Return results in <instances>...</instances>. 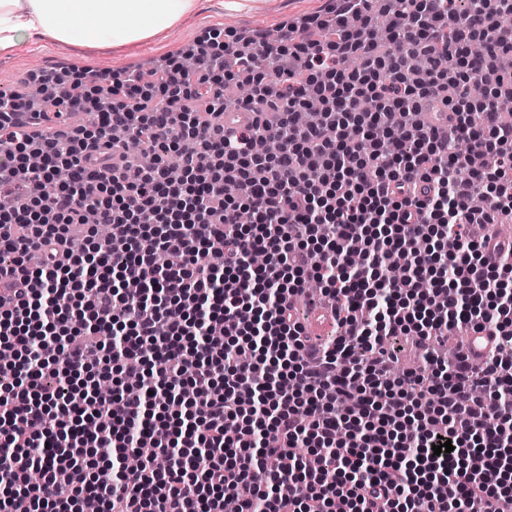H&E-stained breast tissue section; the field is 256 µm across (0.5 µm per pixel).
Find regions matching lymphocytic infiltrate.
I'll return each instance as SVG.
<instances>
[{
	"label": "lymphocytic infiltrate",
	"instance_id": "1",
	"mask_svg": "<svg viewBox=\"0 0 512 512\" xmlns=\"http://www.w3.org/2000/svg\"><path fill=\"white\" fill-rule=\"evenodd\" d=\"M373 2L209 32L158 78L77 73L63 95L40 75L49 113L0 96V512H224L228 485L238 512L512 504V249L471 235L512 216V0H389L385 47ZM92 104L93 130L66 123ZM313 104L333 136L295 124ZM313 279L340 329L323 346L292 310ZM455 328L494 338L483 367L429 352L388 378L387 337Z\"/></svg>",
	"mask_w": 512,
	"mask_h": 512
}]
</instances>
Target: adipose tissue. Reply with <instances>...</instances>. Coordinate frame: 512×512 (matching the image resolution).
Returning <instances> with one entry per match:
<instances>
[{
	"instance_id": "obj_1",
	"label": "adipose tissue",
	"mask_w": 512,
	"mask_h": 512,
	"mask_svg": "<svg viewBox=\"0 0 512 512\" xmlns=\"http://www.w3.org/2000/svg\"><path fill=\"white\" fill-rule=\"evenodd\" d=\"M198 7L199 0H0V52L43 39L138 45L174 28Z\"/></svg>"
}]
</instances>
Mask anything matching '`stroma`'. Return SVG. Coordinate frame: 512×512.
Returning a JSON list of instances; mask_svg holds the SVG:
<instances>
[{
    "label": "stroma",
    "instance_id": "stroma-1",
    "mask_svg": "<svg viewBox=\"0 0 512 512\" xmlns=\"http://www.w3.org/2000/svg\"><path fill=\"white\" fill-rule=\"evenodd\" d=\"M323 6V0H266L261 11L229 13L221 8L218 0H201L195 14L185 18L156 42L116 49L93 43L72 46L39 41L21 52L0 55V93H22L30 75L39 71L108 73L146 69L181 56L211 28L273 35L283 24L318 12Z\"/></svg>",
    "mask_w": 512,
    "mask_h": 512
}]
</instances>
